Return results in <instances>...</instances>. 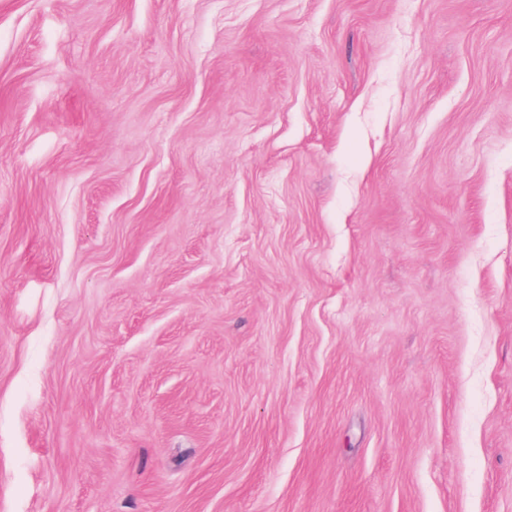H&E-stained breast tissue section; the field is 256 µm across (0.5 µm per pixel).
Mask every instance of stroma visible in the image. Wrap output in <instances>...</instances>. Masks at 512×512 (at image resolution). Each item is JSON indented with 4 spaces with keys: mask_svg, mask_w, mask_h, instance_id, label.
I'll use <instances>...</instances> for the list:
<instances>
[{
    "mask_svg": "<svg viewBox=\"0 0 512 512\" xmlns=\"http://www.w3.org/2000/svg\"><path fill=\"white\" fill-rule=\"evenodd\" d=\"M0 512H512V0H0Z\"/></svg>",
    "mask_w": 512,
    "mask_h": 512,
    "instance_id": "obj_1",
    "label": "stroma"
}]
</instances>
